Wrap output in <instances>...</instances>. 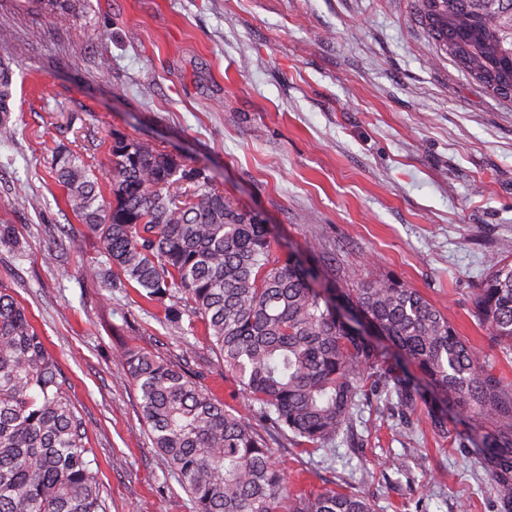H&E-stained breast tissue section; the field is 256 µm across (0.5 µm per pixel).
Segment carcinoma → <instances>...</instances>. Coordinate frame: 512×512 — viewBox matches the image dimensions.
Wrapping results in <instances>:
<instances>
[{
	"label": "carcinoma",
	"mask_w": 512,
	"mask_h": 512,
	"mask_svg": "<svg viewBox=\"0 0 512 512\" xmlns=\"http://www.w3.org/2000/svg\"><path fill=\"white\" fill-rule=\"evenodd\" d=\"M441 56L506 98L512 39L472 0H416ZM11 62L0 58V136L11 135ZM109 196L77 155L55 158L66 203L108 257L101 282L122 278L150 301L182 295L241 387L231 411L181 366L126 357L154 447L193 512H373L353 490L288 491L252 419L315 449L353 426L374 388L401 412L427 413L435 435L464 427L491 467L499 512H512V382L417 289L367 269L354 288L312 285L293 257L272 256L255 215L211 186L203 168L112 134ZM491 340L512 352V257L491 259L473 299ZM57 359L9 289L0 287V512H105L97 458Z\"/></svg>",
	"instance_id": "cac0c4a2"
}]
</instances>
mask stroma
Returning a JSON list of instances; mask_svg holds the SVG:
<instances>
[{
	"label": "stroma",
	"instance_id": "1",
	"mask_svg": "<svg viewBox=\"0 0 512 512\" xmlns=\"http://www.w3.org/2000/svg\"><path fill=\"white\" fill-rule=\"evenodd\" d=\"M414 4L84 0L61 24L0 0L14 128L0 139V225L15 237L0 243V286L60 363L106 512H193L152 445L126 352L187 361L226 408L246 401L187 302L172 323L135 286H100L106 257L51 173L60 151L103 165L120 133L205 168L267 224L274 255L325 280L341 265L417 288L512 381V353L472 315L489 256L512 251V102L438 56ZM376 406L320 450L265 431L291 491L349 486L375 512H458L463 499L497 512L489 473L424 411Z\"/></svg>",
	"mask_w": 512,
	"mask_h": 512
}]
</instances>
